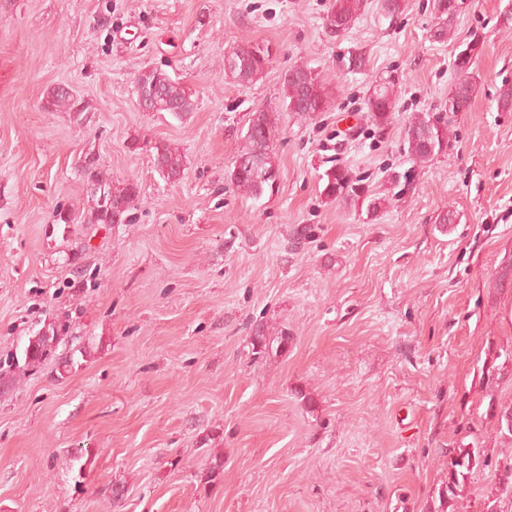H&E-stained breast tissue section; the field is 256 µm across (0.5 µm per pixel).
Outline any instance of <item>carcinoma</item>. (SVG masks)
I'll return each instance as SVG.
<instances>
[{
    "label": "carcinoma",
    "mask_w": 512,
    "mask_h": 512,
    "mask_svg": "<svg viewBox=\"0 0 512 512\" xmlns=\"http://www.w3.org/2000/svg\"><path fill=\"white\" fill-rule=\"evenodd\" d=\"M462 0H432V7L441 23L431 38L436 42L447 39L451 24L461 14L458 3ZM362 0H333V4L323 17V26L332 35L338 37L347 33L360 15ZM271 51L268 45L247 44L234 49L230 57L224 60V74L231 79L247 84L261 76L269 64ZM473 58H454L453 69L456 81L448 94V111L466 112L469 110L475 82L472 78ZM367 60L361 51L349 50L336 58V69L344 74H356L365 69ZM136 90L153 94L152 110L169 112L183 117L193 111L191 94L185 87L161 68H148L139 72L135 78ZM395 84L391 81L380 82L368 97L367 108L376 124L384 126L390 122L395 112ZM326 97L321 75L304 65L296 66L285 73L283 79L282 108L300 117L309 116L325 110ZM77 101L68 89L59 86L53 89L48 100L52 109H76ZM270 113L263 110L251 113L244 144L236 161L239 166L231 168L230 181L239 190L252 196L261 195L265 188L273 185L278 167L270 143L272 132ZM448 140V128L441 118L433 113H420L414 116L404 127V147L407 154L416 162H425L443 150ZM156 170L165 180L175 183L182 178L184 167L182 157L164 141L152 146ZM81 176L93 179L106 186V199L91 193V207L88 210L89 224H126L130 212L136 206L139 190L135 183L127 181L121 185L112 184L94 157L87 155L81 166ZM321 195L328 200L345 199L366 204L369 213H375L385 202V197L376 196L368 191L362 179L354 175L345 166H332L320 177ZM63 324L53 322L43 326L28 338L21 359L14 360V370L0 373V390L6 392L13 387L17 376L29 368H34L44 360L54 356ZM489 410L497 418L499 430L512 439V427L508 426L505 414L512 411V403L504 405L489 401ZM488 465L481 460V454L475 448H455L449 451L448 480L441 493V512H459L457 497L459 488L471 477L479 465Z\"/></svg>",
    "instance_id": "1"
}]
</instances>
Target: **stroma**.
I'll return each mask as SVG.
<instances>
[{"label":"stroma","instance_id":"35a3bbf8","mask_svg":"<svg viewBox=\"0 0 512 512\" xmlns=\"http://www.w3.org/2000/svg\"><path fill=\"white\" fill-rule=\"evenodd\" d=\"M330 2L0 0V368L62 318L57 351L74 358L0 394V512H437L453 448L490 459L463 512H512L493 466L512 441L487 412L512 402V366L490 393L482 373L512 346V111L498 105L512 0H471L444 42L432 0L394 18L363 0L340 38L322 25ZM473 40L471 109L447 113L442 152L412 164L403 129L446 112ZM247 43L272 56L241 84L224 57ZM350 49L364 73H337ZM302 64L327 97L308 118L281 107ZM151 67L190 89L187 117L139 108ZM385 79L396 111L380 127L367 99ZM60 85L75 110L46 107ZM259 109L278 179L255 199L228 174ZM159 140L182 156L179 183L154 168ZM88 154L137 183L131 223L85 222ZM335 165L385 205L321 196ZM407 169L411 188L390 195ZM258 331L288 333L287 350L256 357Z\"/></svg>","mask_w":512,"mask_h":512}]
</instances>
